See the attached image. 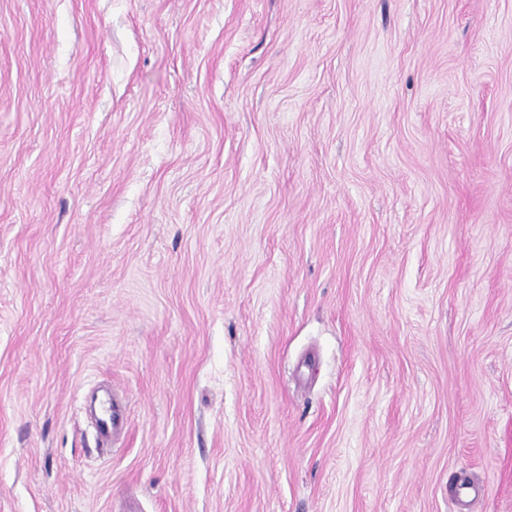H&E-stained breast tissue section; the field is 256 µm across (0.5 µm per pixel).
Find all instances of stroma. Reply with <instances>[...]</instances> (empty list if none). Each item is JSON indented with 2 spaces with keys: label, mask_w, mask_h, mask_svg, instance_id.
<instances>
[{
  "label": "stroma",
  "mask_w": 512,
  "mask_h": 512,
  "mask_svg": "<svg viewBox=\"0 0 512 512\" xmlns=\"http://www.w3.org/2000/svg\"><path fill=\"white\" fill-rule=\"evenodd\" d=\"M462 481L512 512V0H0V512Z\"/></svg>",
  "instance_id": "1"
}]
</instances>
